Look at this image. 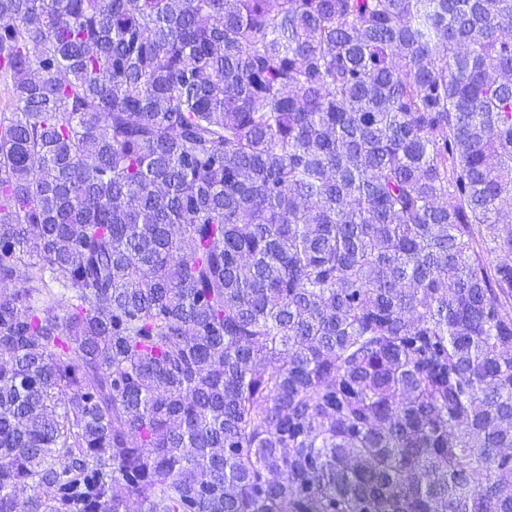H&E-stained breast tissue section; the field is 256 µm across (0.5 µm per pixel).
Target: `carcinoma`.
<instances>
[{
	"label": "carcinoma",
	"mask_w": 512,
	"mask_h": 512,
	"mask_svg": "<svg viewBox=\"0 0 512 512\" xmlns=\"http://www.w3.org/2000/svg\"><path fill=\"white\" fill-rule=\"evenodd\" d=\"M0 512H512V0H0Z\"/></svg>",
	"instance_id": "carcinoma-1"
}]
</instances>
